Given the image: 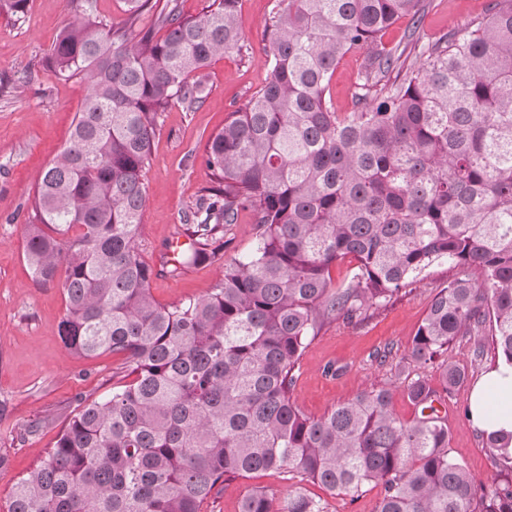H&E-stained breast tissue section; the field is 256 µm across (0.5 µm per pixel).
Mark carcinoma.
<instances>
[{
    "label": "carcinoma",
    "instance_id": "1",
    "mask_svg": "<svg viewBox=\"0 0 512 512\" xmlns=\"http://www.w3.org/2000/svg\"><path fill=\"white\" fill-rule=\"evenodd\" d=\"M28 0H0L22 18ZM107 25L91 7L54 41L56 76L89 93L69 143L40 175L24 258L33 280L63 288L58 326L82 358L123 354L134 379L80 403L55 447L15 486L9 512H200L225 483L286 469L333 494L382 486L377 512H512L506 437L481 432L496 477L477 488L449 456L448 425L426 377L406 385L420 415L394 411L396 390L365 389L320 418L289 395L316 328L362 321L438 262L456 276L431 300L399 366L428 364L458 340L483 355L490 330L512 363V0L417 46H387L386 30L425 0H277L265 25L264 87L208 138L217 186L186 212L189 238L170 265L143 256L142 180L157 113L205 100L197 72L240 40L239 0H212L196 17L179 0H125ZM152 24L141 25L146 14ZM367 52L356 108L337 112L336 66ZM423 62L408 63L414 51ZM403 74L384 96L369 87ZM253 213L256 246L221 264L203 298L157 302L162 273L219 259L224 229ZM351 257V281L331 269ZM467 378L440 364L442 391ZM296 488L275 503L255 488L240 512H325Z\"/></svg>",
    "mask_w": 512,
    "mask_h": 512
}]
</instances>
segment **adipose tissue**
<instances>
[{
    "instance_id": "ef3b65f1",
    "label": "adipose tissue",
    "mask_w": 512,
    "mask_h": 512,
    "mask_svg": "<svg viewBox=\"0 0 512 512\" xmlns=\"http://www.w3.org/2000/svg\"><path fill=\"white\" fill-rule=\"evenodd\" d=\"M469 416L483 431L512 434V364L500 360L482 372L472 390Z\"/></svg>"
}]
</instances>
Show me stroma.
<instances>
[{"instance_id": "obj_1", "label": "stroma", "mask_w": 512, "mask_h": 512, "mask_svg": "<svg viewBox=\"0 0 512 512\" xmlns=\"http://www.w3.org/2000/svg\"><path fill=\"white\" fill-rule=\"evenodd\" d=\"M272 3L239 0L241 46L203 70L209 88L203 104L192 111L174 105L158 116L150 164L143 172L146 207L139 238L152 264H160L166 244L181 239L182 216L212 185L202 161L208 137L265 83L263 29ZM428 3L418 30L424 42L483 17L488 0ZM87 6L107 24L125 17V0H29L23 18L0 17V512H8L12 487L45 459L79 401L109 395L113 387L127 382L130 372L124 355L107 353L87 360L64 346L58 334L65 306L62 288L36 284L23 256L26 226L34 220L31 201L37 178L64 146L88 94L83 81L53 76L47 58L59 32ZM364 63V51L354 50L337 65L330 85L336 111L353 110ZM453 275L448 264L433 265L420 282L364 321L325 325L298 365L291 391L295 404L319 417L365 389L388 385L401 390L411 374L437 380V366L415 365L404 372L397 358L381 363L375 353L388 344L405 350L432 298ZM219 277V263L207 262L177 277L154 278L150 291L160 303L179 302L209 294ZM446 356L468 368L467 381L439 401L451 434L448 453L485 482L494 469L465 410L476 380L497 353L485 345L482 359L475 363L469 344L462 342L449 346ZM37 422L42 425L39 433L27 435L29 425ZM255 487L267 488L280 499L302 488L324 500L327 512H376L381 492L370 485L354 496L336 495L290 478L285 471L269 470L226 484L220 494L205 500L201 512H239L243 496Z\"/></svg>"}]
</instances>
